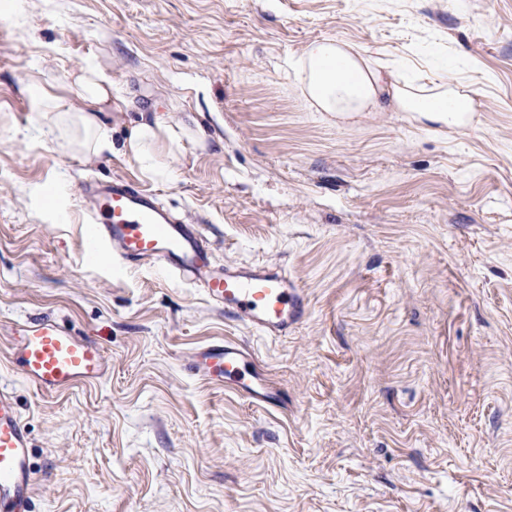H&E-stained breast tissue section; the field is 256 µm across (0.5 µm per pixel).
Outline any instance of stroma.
Returning a JSON list of instances; mask_svg holds the SVG:
<instances>
[{
	"instance_id": "35a3bbf8",
	"label": "stroma",
	"mask_w": 512,
	"mask_h": 512,
	"mask_svg": "<svg viewBox=\"0 0 512 512\" xmlns=\"http://www.w3.org/2000/svg\"><path fill=\"white\" fill-rule=\"evenodd\" d=\"M321 38L479 108L460 127L312 111L287 67ZM89 60L113 144L145 112L188 129L167 177L38 135L36 99L82 108ZM91 177L157 193L218 263L287 269L307 316L263 337L160 267L116 266L83 221ZM39 316L108 373L38 394L8 352ZM226 338L282 408L192 370ZM0 387L38 512H512V0H0Z\"/></svg>"
}]
</instances>
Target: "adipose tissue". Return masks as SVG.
Returning a JSON list of instances; mask_svg holds the SVG:
<instances>
[{
	"mask_svg": "<svg viewBox=\"0 0 512 512\" xmlns=\"http://www.w3.org/2000/svg\"><path fill=\"white\" fill-rule=\"evenodd\" d=\"M296 87L315 111L345 117L352 112H412L418 118L444 126L458 124L463 114L477 111L471 90L450 79L432 86L400 82L382 71L356 46L335 39L308 44L289 63ZM75 96L82 109L66 103L39 99L37 122L58 146L91 158L112 151V137L99 110L112 95L110 76L95 63L86 64L73 78ZM182 137L161 114L143 118L122 145L138 162L160 166V148L179 150Z\"/></svg>",
	"mask_w": 512,
	"mask_h": 512,
	"instance_id": "ef3b65f1",
	"label": "adipose tissue"
}]
</instances>
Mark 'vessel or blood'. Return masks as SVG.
Returning a JSON list of instances; mask_svg holds the SVG:
<instances>
[{"mask_svg":"<svg viewBox=\"0 0 512 512\" xmlns=\"http://www.w3.org/2000/svg\"><path fill=\"white\" fill-rule=\"evenodd\" d=\"M94 208L91 224L99 248L114 249L125 265L149 261L167 274L189 280L225 317L265 336H285L309 310L308 293L287 270L264 264H217L198 225L173 218L151 192L122 179L85 184ZM11 365L43 394L94 383L107 371L101 346L51 318L16 325L11 331ZM193 368L255 407L280 406L282 394L255 352L235 341L198 351ZM31 442L13 397L0 392V512H34L35 472Z\"/></svg>","mask_w":512,"mask_h":512,"instance_id":"obj_1","label":"vessel or blood"}]
</instances>
